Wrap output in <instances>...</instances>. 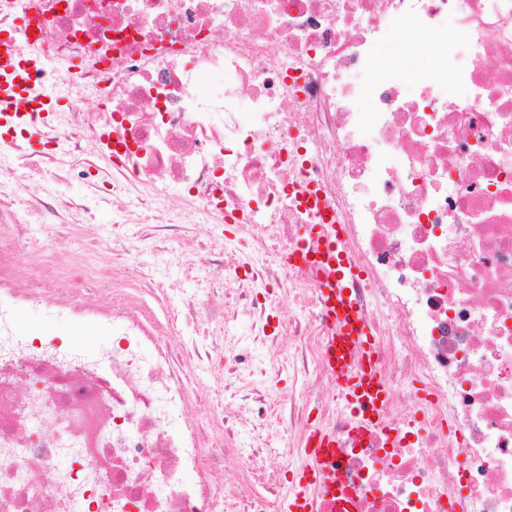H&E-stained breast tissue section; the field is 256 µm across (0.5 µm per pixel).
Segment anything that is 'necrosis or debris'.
Instances as JSON below:
<instances>
[{"instance_id": "necrosis-or-debris-1", "label": "necrosis or debris", "mask_w": 512, "mask_h": 512, "mask_svg": "<svg viewBox=\"0 0 512 512\" xmlns=\"http://www.w3.org/2000/svg\"><path fill=\"white\" fill-rule=\"evenodd\" d=\"M403 28L433 50L416 77L394 52ZM4 31L60 62L30 82L65 84L69 107L21 113L0 156L26 159L32 131L66 140L111 176L119 223H150L157 251L209 279L165 287L120 231L93 229L112 255L97 287L70 256L33 273L32 226L0 198V512H270L318 429L338 444L335 480L310 488L320 512H512V0H14ZM303 187L363 272L378 426L320 362L317 274L291 263L314 221ZM175 196L205 238L171 252L181 224L159 214ZM158 296L187 332L168 334ZM274 303L303 311L284 328L308 376L298 396L276 394L280 350L260 330ZM48 312L111 334L73 347L38 327ZM204 374L229 388H202ZM274 437L272 498L247 481L223 497L216 474L254 467Z\"/></svg>"}]
</instances>
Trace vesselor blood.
<instances>
[{
    "instance_id": "obj_1",
    "label": "vessel or blood",
    "mask_w": 512,
    "mask_h": 512,
    "mask_svg": "<svg viewBox=\"0 0 512 512\" xmlns=\"http://www.w3.org/2000/svg\"><path fill=\"white\" fill-rule=\"evenodd\" d=\"M43 54L21 61L15 39L0 38V117L16 112L56 111L58 103L47 88L31 90L28 73L43 69ZM306 204L315 209L318 221L294 257L299 265L317 267L319 294L332 321V333L324 343L323 363L336 377L347 409L372 415L382 407L385 389L375 357L371 330L354 297L357 271L342 247L341 225L327 223L326 208L314 194H306ZM336 437L314 433L308 442L309 467L303 477L314 482L320 472L330 470L336 458Z\"/></svg>"
}]
</instances>
